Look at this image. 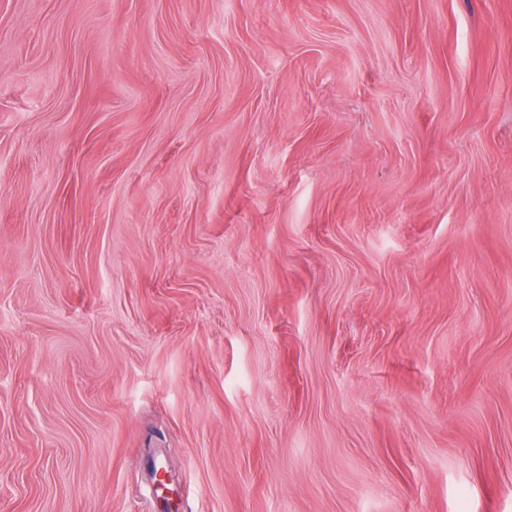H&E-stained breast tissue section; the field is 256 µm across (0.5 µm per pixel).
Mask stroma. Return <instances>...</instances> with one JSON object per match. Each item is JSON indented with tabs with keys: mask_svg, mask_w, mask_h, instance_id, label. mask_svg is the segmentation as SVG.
Wrapping results in <instances>:
<instances>
[{
	"mask_svg": "<svg viewBox=\"0 0 512 512\" xmlns=\"http://www.w3.org/2000/svg\"><path fill=\"white\" fill-rule=\"evenodd\" d=\"M0 512H512V0H0Z\"/></svg>",
	"mask_w": 512,
	"mask_h": 512,
	"instance_id": "stroma-1",
	"label": "stroma"
}]
</instances>
